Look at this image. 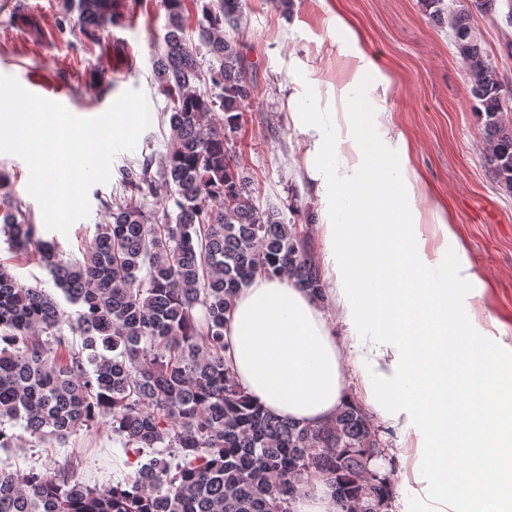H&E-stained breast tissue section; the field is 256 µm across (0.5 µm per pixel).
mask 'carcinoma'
Instances as JSON below:
<instances>
[{
    "mask_svg": "<svg viewBox=\"0 0 512 512\" xmlns=\"http://www.w3.org/2000/svg\"><path fill=\"white\" fill-rule=\"evenodd\" d=\"M193 2L209 67L185 37V0H163L167 32L153 74L170 110V145L119 170L123 196L103 201L110 221L97 225L82 259L62 260L55 241L13 210L14 184L0 170V223L12 247L37 256L78 306L76 316L66 314L0 262V448L16 439L8 423L60 442L105 421L125 456H148L104 491L65 469H0V512H293L311 479L330 487L336 512H392L378 430L354 400L323 425L302 426L263 412L226 363L224 328L255 275L313 294L321 276L296 225L255 205L226 137L254 93L242 54L224 35L244 4ZM424 4L431 17L450 19L484 119L489 171L512 193V121L504 116L512 89L472 30L468 7L446 13L443 0ZM136 5L77 0L81 34L99 43L100 30ZM202 84L215 91H200ZM149 197L162 207L146 208ZM66 328L82 336L81 347Z\"/></svg>",
    "mask_w": 512,
    "mask_h": 512,
    "instance_id": "1",
    "label": "carcinoma"
}]
</instances>
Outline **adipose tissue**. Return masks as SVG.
<instances>
[{
  "mask_svg": "<svg viewBox=\"0 0 512 512\" xmlns=\"http://www.w3.org/2000/svg\"><path fill=\"white\" fill-rule=\"evenodd\" d=\"M333 20L349 59L348 80L336 89L345 131L330 134L312 112L291 115L320 201L323 294L255 275L224 332L226 361L263 409L316 427L346 399L342 359L350 357L369 405L415 445L414 477L437 512H512V391L499 380L507 348L479 344L484 327L448 290L481 282L445 208L409 173L390 113L347 104L349 87L385 97L392 82L351 22L339 13ZM419 197L426 211L415 208ZM428 218L439 233L434 248L421 230ZM326 301L338 321L324 314ZM338 322L348 332L342 347ZM452 458L463 467H449Z\"/></svg>",
  "mask_w": 512,
  "mask_h": 512,
  "instance_id": "adipose-tissue-1",
  "label": "adipose tissue"
}]
</instances>
